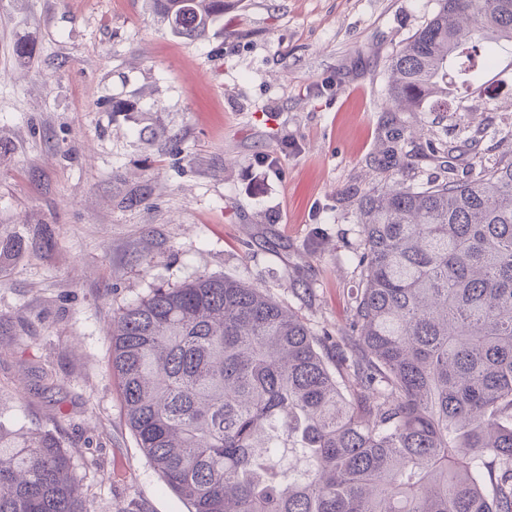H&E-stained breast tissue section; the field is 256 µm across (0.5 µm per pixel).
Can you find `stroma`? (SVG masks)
<instances>
[{
  "mask_svg": "<svg viewBox=\"0 0 512 512\" xmlns=\"http://www.w3.org/2000/svg\"><path fill=\"white\" fill-rule=\"evenodd\" d=\"M439 8L239 0L190 40L148 0H0V430L53 431L85 512H186L126 425L114 314L229 276L338 335L360 196L465 180L512 150L511 43L485 40L493 72L448 111H391V58ZM432 143L454 146L449 164Z\"/></svg>",
  "mask_w": 512,
  "mask_h": 512,
  "instance_id": "obj_1",
  "label": "stroma"
}]
</instances>
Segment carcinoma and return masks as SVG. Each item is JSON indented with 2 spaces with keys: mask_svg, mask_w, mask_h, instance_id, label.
<instances>
[{
  "mask_svg": "<svg viewBox=\"0 0 512 512\" xmlns=\"http://www.w3.org/2000/svg\"><path fill=\"white\" fill-rule=\"evenodd\" d=\"M152 2L186 38L229 5ZM485 38L512 43V0H440L391 60L392 107L448 111L450 72L494 63ZM357 224L361 288L334 340L228 277L114 316L127 425L188 512H512V154L374 188ZM0 512H84L51 432H0Z\"/></svg>",
  "mask_w": 512,
  "mask_h": 512,
  "instance_id": "carcinoma-1",
  "label": "carcinoma"
}]
</instances>
